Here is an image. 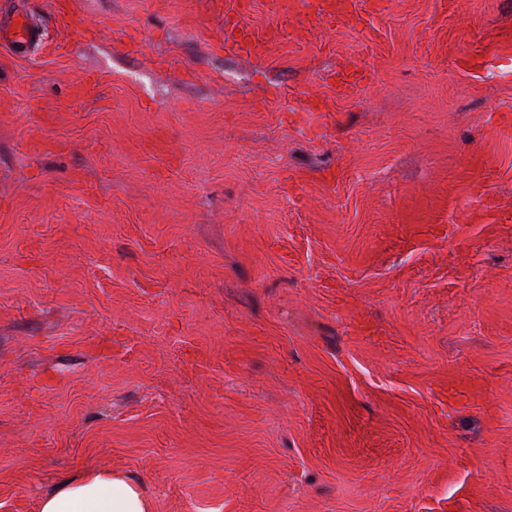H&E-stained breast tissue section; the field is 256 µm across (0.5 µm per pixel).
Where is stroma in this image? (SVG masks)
<instances>
[{
    "label": "stroma",
    "instance_id": "1",
    "mask_svg": "<svg viewBox=\"0 0 512 512\" xmlns=\"http://www.w3.org/2000/svg\"><path fill=\"white\" fill-rule=\"evenodd\" d=\"M0 512H512V0H0ZM248 1H224V50L259 58L266 51L269 37L241 25L240 15L246 10ZM36 33L29 17L22 11H16L8 28L0 23V41H7L15 52L26 53ZM39 512H154V503L133 477L91 471L79 480H58L41 497Z\"/></svg>",
    "mask_w": 512,
    "mask_h": 512
}]
</instances>
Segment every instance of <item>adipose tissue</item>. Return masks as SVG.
<instances>
[{
	"label": "adipose tissue",
	"instance_id": "adipose-tissue-1",
	"mask_svg": "<svg viewBox=\"0 0 512 512\" xmlns=\"http://www.w3.org/2000/svg\"><path fill=\"white\" fill-rule=\"evenodd\" d=\"M39 512H154V503L133 477L91 471L78 480H58L41 497Z\"/></svg>",
	"mask_w": 512,
	"mask_h": 512
}]
</instances>
